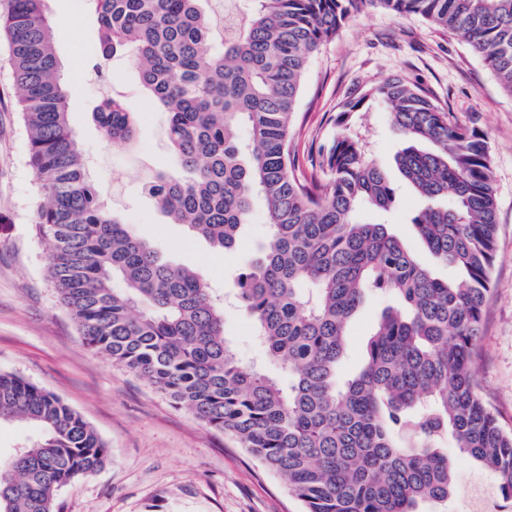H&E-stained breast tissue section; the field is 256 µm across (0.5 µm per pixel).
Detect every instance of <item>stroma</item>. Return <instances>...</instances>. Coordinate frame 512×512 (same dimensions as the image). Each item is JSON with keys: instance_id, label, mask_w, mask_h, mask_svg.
Masks as SVG:
<instances>
[{"instance_id": "35a3bbf8", "label": "stroma", "mask_w": 512, "mask_h": 512, "mask_svg": "<svg viewBox=\"0 0 512 512\" xmlns=\"http://www.w3.org/2000/svg\"><path fill=\"white\" fill-rule=\"evenodd\" d=\"M47 10L55 25L70 29L68 38L55 42L71 89L70 124L107 210L163 257L197 267L223 291L225 336L239 361L279 374L235 300L237 270L268 236L264 201H253L235 251L215 249L169 223L148 192L157 173L177 169L167 113L142 91L126 55L102 57L93 9L81 0H47ZM392 77L422 87L451 118L487 137L498 233L476 368L485 399L512 431V96L462 39L418 15L370 10L348 20L309 63L292 143L296 164L306 177L316 176L320 151L340 133L335 118L348 93ZM12 83L9 50L0 41V372L58 396L98 433L108 454L103 468L60 490V512H302L280 480L244 449L86 347L46 276L48 247L34 224L38 187ZM108 97L123 101L135 116L136 133L122 145L105 140L93 116ZM356 126L365 130L396 192L390 211L367 209L362 220L389 224L423 264L448 277V268L436 264L413 230L421 202L394 166L401 140L386 110L371 106ZM388 304L385 295H371L353 319L342 376L360 368Z\"/></svg>"}]
</instances>
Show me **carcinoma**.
<instances>
[{"label":"carcinoma","instance_id":"cac0c4a2","mask_svg":"<svg viewBox=\"0 0 512 512\" xmlns=\"http://www.w3.org/2000/svg\"><path fill=\"white\" fill-rule=\"evenodd\" d=\"M46 2L10 0L0 39L38 185L47 275L86 346L231 436L303 512L448 505V439L512 500V431L483 399L474 367L496 246L486 136L400 78L361 91L336 114L349 130L366 103L384 106L404 144L396 166L423 201L412 224L453 271L447 280L389 225L359 221L361 210L394 202L362 138L336 137L312 179L291 152L309 61L369 9L417 14L459 36L512 96V0H249L230 24L203 0H87L103 54L129 53L141 87L169 115L182 174H157L149 194L171 223L229 250L253 198L265 201L268 237L237 273V302L280 376L243 368L224 336V299L105 209L69 123ZM95 118L114 145L135 135L132 112L117 100L103 101ZM373 292L392 305L362 367L343 380L349 323ZM14 421L39 433L0 457V512H56L60 489L106 462L104 441L59 397L0 373V423Z\"/></svg>","mask_w":512,"mask_h":512}]
</instances>
